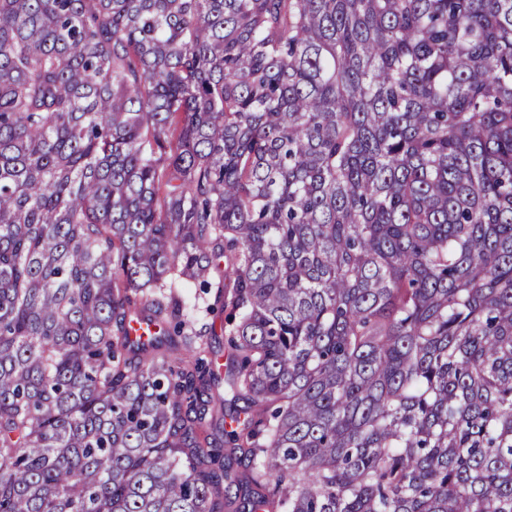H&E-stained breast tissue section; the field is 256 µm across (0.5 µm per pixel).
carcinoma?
I'll return each mask as SVG.
<instances>
[{
  "label": "carcinoma",
  "mask_w": 512,
  "mask_h": 512,
  "mask_svg": "<svg viewBox=\"0 0 512 512\" xmlns=\"http://www.w3.org/2000/svg\"><path fill=\"white\" fill-rule=\"evenodd\" d=\"M0 512H512V0H0Z\"/></svg>",
  "instance_id": "1"
}]
</instances>
